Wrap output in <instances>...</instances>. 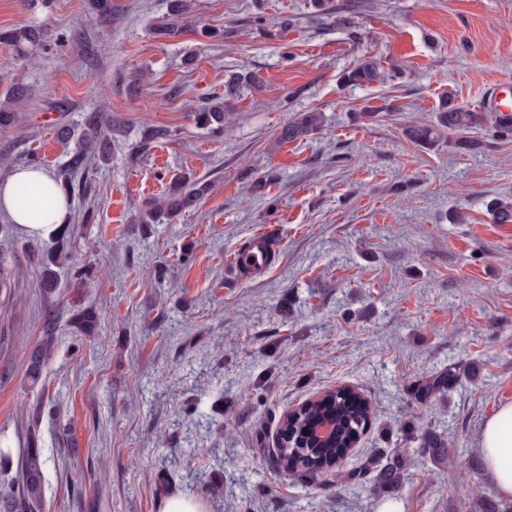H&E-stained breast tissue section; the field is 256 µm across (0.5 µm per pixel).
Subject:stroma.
<instances>
[{
	"instance_id": "obj_1",
	"label": "stroma",
	"mask_w": 512,
	"mask_h": 512,
	"mask_svg": "<svg viewBox=\"0 0 512 512\" xmlns=\"http://www.w3.org/2000/svg\"><path fill=\"white\" fill-rule=\"evenodd\" d=\"M188 0L186 25L156 34L173 0H0V29L40 27L18 55L0 43V99L29 86L0 130V178L37 166L69 172L66 226L79 258L45 292L31 240L0 214L11 255L0 290V442L36 434L46 460L34 512H160L180 492L207 512H479L471 497L512 512L482 464L479 437L512 403V224L485 202L512 198V139L477 130L483 153L412 142L441 94L483 109L512 88V0ZM350 14L351 27L337 24ZM397 79L350 88L361 57ZM223 135L194 114L236 73ZM378 118L360 121L364 106ZM321 131L285 144L294 113ZM119 127L107 161L74 166L88 114ZM167 138L145 143V132ZM208 183L199 204L157 224L150 201L178 177ZM464 218L450 222L452 209ZM259 230L277 254L263 274L236 277L231 255ZM95 311L86 336L70 319ZM55 319L37 385L27 360ZM457 364L446 395L418 403L414 387ZM348 386L372 423L341 477L278 463L283 414ZM431 428L453 454L417 448ZM268 443L254 444L256 430ZM395 453L408 460L397 495L357 470Z\"/></svg>"
}]
</instances>
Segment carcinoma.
Listing matches in <instances>:
<instances>
[{"mask_svg": "<svg viewBox=\"0 0 512 512\" xmlns=\"http://www.w3.org/2000/svg\"><path fill=\"white\" fill-rule=\"evenodd\" d=\"M0 43L12 46L17 53L27 55L42 44V32L31 26L16 27L0 32ZM395 78L397 74L385 75L380 63L372 57L358 60L353 67L342 75V82L348 87H363L374 83H383L386 78ZM258 75L247 73L235 75L227 83L224 97L212 99L206 103L195 119L201 126L211 129L224 128V119L233 109L229 100L236 96V90L242 84L253 88L260 86ZM322 122L319 112H302L285 124L277 138L288 143L302 138L312 132ZM108 118L92 114L87 119V129L79 142L76 160L85 162L89 158L106 159L109 141L101 134ZM488 128L496 136L512 138V119L503 117L499 112L476 110L456 103L453 93L441 97L436 110V122L433 125H414L406 131L407 136L420 146L432 147L440 136V131H448V147L460 153L474 154L483 150L485 141L472 136L476 129ZM207 192V184L194 180L176 185L169 194L152 202L146 215L152 222L176 218L184 210L195 205ZM486 211L494 224H512V199L495 197L485 204ZM57 236L60 251L42 260V287L52 291L56 284L57 273L53 267L61 260L72 261L75 258L67 229L62 228ZM43 350L35 349L28 360V377L31 384L40 381ZM459 369L448 366L419 383L415 389V398L427 402L437 395H442L456 382ZM318 421L331 424L335 434L333 439L321 446L310 445L308 428ZM371 412L368 401L355 389L338 387L329 390L318 398L300 405L289 417L281 420V446L277 447L279 461L293 473L330 472L336 476L337 461L370 428ZM418 451L434 459L443 460L452 454V449L445 447L437 435L429 430L420 434ZM19 477L22 498L27 504H38L43 496V466L41 448L38 438L33 435L22 449L18 458ZM407 458L394 455L384 464L378 466L374 483L376 489L384 494L395 495L407 476Z\"/></svg>", "mask_w": 512, "mask_h": 512, "instance_id": "obj_1", "label": "carcinoma"}]
</instances>
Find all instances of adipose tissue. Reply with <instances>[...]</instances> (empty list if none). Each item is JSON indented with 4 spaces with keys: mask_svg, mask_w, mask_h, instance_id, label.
<instances>
[{
    "mask_svg": "<svg viewBox=\"0 0 512 512\" xmlns=\"http://www.w3.org/2000/svg\"><path fill=\"white\" fill-rule=\"evenodd\" d=\"M68 211V199L44 169L19 168L0 180V212L29 237L54 233ZM480 448L496 485L512 495V405L502 407L485 423Z\"/></svg>",
    "mask_w": 512,
    "mask_h": 512,
    "instance_id": "obj_1",
    "label": "adipose tissue"
}]
</instances>
